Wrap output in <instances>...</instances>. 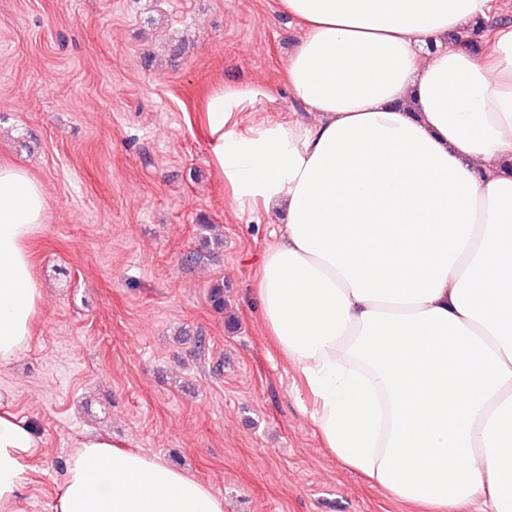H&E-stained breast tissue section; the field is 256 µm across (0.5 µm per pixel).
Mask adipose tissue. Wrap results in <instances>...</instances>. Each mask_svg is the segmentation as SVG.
<instances>
[{
	"label": "adipose tissue",
	"instance_id": "1",
	"mask_svg": "<svg viewBox=\"0 0 512 512\" xmlns=\"http://www.w3.org/2000/svg\"><path fill=\"white\" fill-rule=\"evenodd\" d=\"M302 37L284 86L307 115L242 134L253 86L205 101L240 211L282 208L261 317L326 448L423 512H512V23L503 0H280ZM484 23L481 48L465 36ZM41 184L0 164V365L42 303ZM42 444L0 411V512ZM53 512H224L159 458L89 435Z\"/></svg>",
	"mask_w": 512,
	"mask_h": 512
}]
</instances>
